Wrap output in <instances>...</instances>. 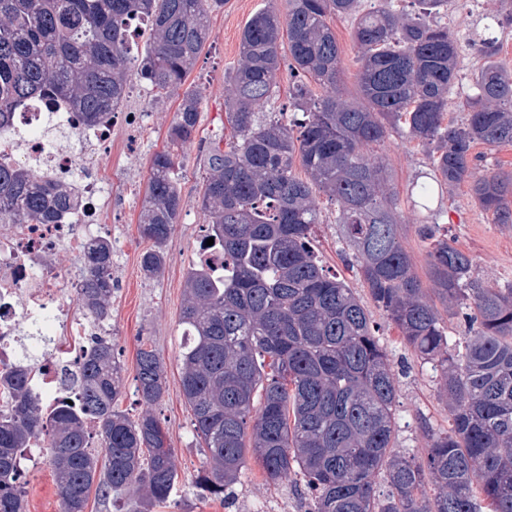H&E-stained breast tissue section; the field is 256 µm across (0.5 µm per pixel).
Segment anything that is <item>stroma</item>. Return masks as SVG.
<instances>
[{
    "mask_svg": "<svg viewBox=\"0 0 512 512\" xmlns=\"http://www.w3.org/2000/svg\"><path fill=\"white\" fill-rule=\"evenodd\" d=\"M268 2L224 0L223 6L210 15L209 37L183 85L184 91L200 98V141L210 140L226 124L224 100L229 94V69L239 57L242 30ZM494 15H512V0H450L448 27L467 42L477 36L495 39L500 65L512 72V26L490 24ZM331 26L341 51V86L348 95H356L358 63L352 39L353 22L345 17L336 18ZM483 62L475 49L465 51L458 80L448 94L447 120L459 125L466 122L463 103ZM177 105V98L155 101L147 86L133 83L123 109L137 113L140 122L135 127L122 121L115 123L112 152L96 164L100 176L110 186L103 216L112 235V315L106 331L120 351L124 367L125 390L119 408L133 419L142 413L144 406L134 388L136 354L141 346L152 347L166 370V391L156 413L167 431L180 475L169 502L155 512H309L310 502L301 482L266 484L260 467L252 459L228 500L206 497L194 485L207 450L193 431L191 411L182 396L179 354L183 344L180 315L185 273L195 259L207 222L199 204L205 170L198 144L179 153L176 159L184 208L167 242L165 265L155 277H144L141 272V255L148 244L138 233L150 160L162 147ZM367 152L382 158L391 173L400 199L402 244L419 277H426L428 245L417 234L424 214L412 205L409 195L420 173L429 168L428 153L396 133L383 143L368 147ZM315 204L322 219L313 228L316 253L324 267L344 280L366 305L375 336L388 352L396 375L398 403L393 446L403 453L421 454L430 444L428 430L449 427L448 408L439 393L438 379L429 366L404 346L398 329L373 305L355 269L349 266L343 227L336 222L335 202L320 194ZM438 208L449 243L472 257L477 282L491 287L511 283L512 224L494 223L491 214L474 204L465 183L445 193ZM21 466L25 471L27 512H61L49 453L27 449Z\"/></svg>",
    "mask_w": 512,
    "mask_h": 512,
    "instance_id": "35a3bbf8",
    "label": "stroma"
}]
</instances>
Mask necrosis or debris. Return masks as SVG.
<instances>
[{"instance_id":"1","label":"necrosis or debris","mask_w":512,"mask_h":512,"mask_svg":"<svg viewBox=\"0 0 512 512\" xmlns=\"http://www.w3.org/2000/svg\"><path fill=\"white\" fill-rule=\"evenodd\" d=\"M65 128L77 148L56 142L52 126ZM112 149V126L80 125L74 113L35 102L14 113L10 131L0 134V157L37 171L50 181H76L80 208L57 224H0V364L15 361L23 325L52 336H93L95 318L75 310L82 280L61 271L55 257L61 251L82 254L94 239L107 236L102 224L109 195L104 180L93 177L91 155ZM83 357L79 348L44 352L36 367V390L48 404L75 400L74 390L60 384L62 369H75Z\"/></svg>"}]
</instances>
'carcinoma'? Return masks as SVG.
<instances>
[{"instance_id":"cac0c4a2","label":"carcinoma","mask_w":512,"mask_h":512,"mask_svg":"<svg viewBox=\"0 0 512 512\" xmlns=\"http://www.w3.org/2000/svg\"><path fill=\"white\" fill-rule=\"evenodd\" d=\"M410 15L391 0H286L255 13L241 35L224 100L230 134L206 149L200 205L205 238L224 251V273L190 266L180 322L181 388L197 438L208 451L196 486L224 499L247 456L265 480L298 476L310 512H512V285L482 287L472 257L439 234L431 203L468 180L476 143H512V74L494 60L492 39L463 106L467 122H445L463 46L442 22L448 0H413ZM224 0H0V132L11 114L62 102L94 126L126 101L132 80L160 97L178 92L208 38V17ZM335 17L354 20L358 92L340 87ZM144 21L143 50L130 47V23ZM288 42L284 123L269 101ZM328 90L314 99L304 77ZM199 98L185 94L153 154L139 215L147 276L179 223L183 197L175 154L192 144ZM399 133L424 147L429 171L411 188L426 211L428 276L448 316L465 323L464 351L427 297L399 234V197L384 162L364 149ZM301 167L302 173L296 172ZM471 196L495 223H512V172L470 181ZM337 205L373 303L403 343L439 377L452 427L430 434L416 458L393 448L397 386L362 300L324 269L311 240L320 223L313 195ZM74 186L44 183L0 162V223L55 224L77 207ZM81 308L104 322L112 307V242L84 254ZM76 404L51 407L35 392L28 357L0 368V512H25L19 452L47 440L61 512H86L90 495L129 496L144 512L169 500L179 474L161 421L117 408L122 366L112 341L94 338L73 374ZM136 391L148 406L166 390L157 353L142 348ZM95 432H90L89 424ZM97 439L104 455L91 451ZM390 490L376 497L374 477ZM434 495L419 494L425 483Z\"/></svg>"}]
</instances>
